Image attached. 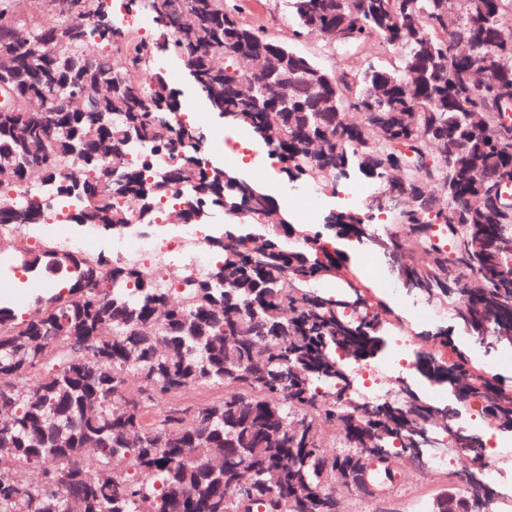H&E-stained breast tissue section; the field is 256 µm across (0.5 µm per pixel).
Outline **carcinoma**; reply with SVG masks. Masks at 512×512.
Segmentation results:
<instances>
[{
	"mask_svg": "<svg viewBox=\"0 0 512 512\" xmlns=\"http://www.w3.org/2000/svg\"><path fill=\"white\" fill-rule=\"evenodd\" d=\"M149 12L163 47L184 57L212 109L250 129L296 178L336 184L351 164L385 182L395 228L413 256L412 287L455 303L480 340L485 327L512 336V0H286L291 40L314 37L363 59L339 73L245 21L240 0H129ZM85 16L20 22L0 0V227L44 223L52 208L15 194L31 178L69 209L70 223L100 233L153 224L182 191L197 224L220 208L233 219L207 239L221 254L204 276L105 254L45 246L15 249L28 272L63 277L62 290L31 301L34 314L0 301V512H336V495L360 493L364 453L381 469L427 447V427L448 426L439 408L414 401L367 405L351 391L345 361L378 346L372 321H355L310 285L341 263L319 257L316 235L288 247V218L260 186L209 164L204 132L181 105L145 44L118 25L107 0ZM343 25L345 42L328 33ZM394 47L399 63L372 60ZM243 54L276 55L258 80ZM122 65H114V56ZM481 62L497 82L472 92ZM362 114L351 123L346 112ZM175 153L174 166L157 159ZM246 226L267 229L264 251ZM448 382L459 398L485 393L512 425V397L458 354ZM136 377L135 391L127 392ZM219 395L183 410L162 403L188 391ZM347 453H329L328 436ZM461 512H489L495 490L470 485L479 442L456 436ZM33 469L34 483L16 472Z\"/></svg>",
	"mask_w": 512,
	"mask_h": 512,
	"instance_id": "1",
	"label": "carcinoma"
}]
</instances>
